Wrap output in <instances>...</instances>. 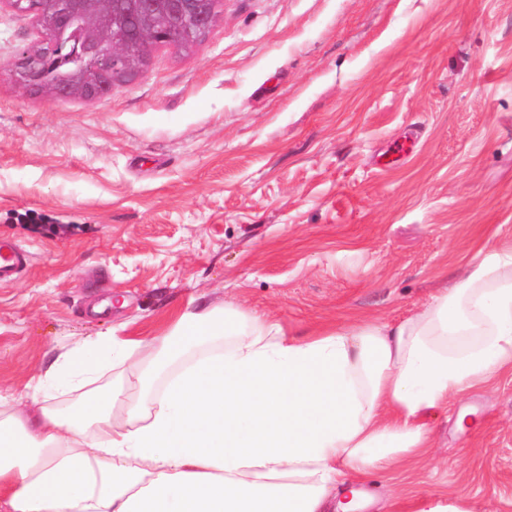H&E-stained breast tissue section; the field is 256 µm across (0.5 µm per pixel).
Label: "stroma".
<instances>
[{"instance_id":"35a3bbf8","label":"stroma","mask_w":512,"mask_h":512,"mask_svg":"<svg viewBox=\"0 0 512 512\" xmlns=\"http://www.w3.org/2000/svg\"><path fill=\"white\" fill-rule=\"evenodd\" d=\"M34 37L0 8V63ZM412 153L379 165L397 138ZM0 387L97 336L151 339L234 304L303 338L401 320L512 250V0H223L189 48H153L109 96L47 100L0 77ZM150 364L44 394L56 410ZM434 446L364 482L358 512L421 494L512 512V375L430 418ZM29 252L17 241L0 238V283L10 282L24 271Z\"/></svg>"}]
</instances>
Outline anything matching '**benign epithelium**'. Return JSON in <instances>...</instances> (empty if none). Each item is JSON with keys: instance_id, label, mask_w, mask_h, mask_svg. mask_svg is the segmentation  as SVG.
<instances>
[{"instance_id": "obj_1", "label": "benign epithelium", "mask_w": 512, "mask_h": 512, "mask_svg": "<svg viewBox=\"0 0 512 512\" xmlns=\"http://www.w3.org/2000/svg\"><path fill=\"white\" fill-rule=\"evenodd\" d=\"M32 17L37 38L0 74L57 98H97L132 78L151 49L188 48L215 25L222 0H3Z\"/></svg>"}]
</instances>
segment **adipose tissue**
Wrapping results in <instances>:
<instances>
[{"label": "adipose tissue", "instance_id": "adipose-tissue-1", "mask_svg": "<svg viewBox=\"0 0 512 512\" xmlns=\"http://www.w3.org/2000/svg\"><path fill=\"white\" fill-rule=\"evenodd\" d=\"M224 339L156 388L189 340ZM153 352L125 422L98 391L63 412L0 417V512H331L347 478L432 446L427 420L512 373V251L469 272L399 323L303 339L240 308L176 315L151 340L100 336L60 353L16 403L79 369Z\"/></svg>", "mask_w": 512, "mask_h": 512}]
</instances>
